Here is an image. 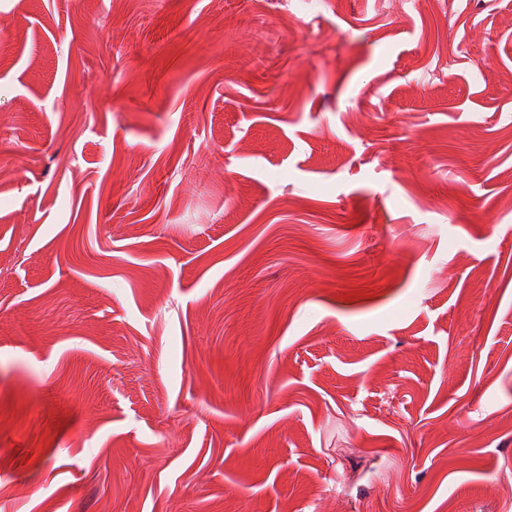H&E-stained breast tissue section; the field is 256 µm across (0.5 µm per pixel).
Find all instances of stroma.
Listing matches in <instances>:
<instances>
[{
  "label": "stroma",
  "mask_w": 512,
  "mask_h": 512,
  "mask_svg": "<svg viewBox=\"0 0 512 512\" xmlns=\"http://www.w3.org/2000/svg\"><path fill=\"white\" fill-rule=\"evenodd\" d=\"M0 0V512H512V0Z\"/></svg>",
  "instance_id": "35a3bbf8"
}]
</instances>
